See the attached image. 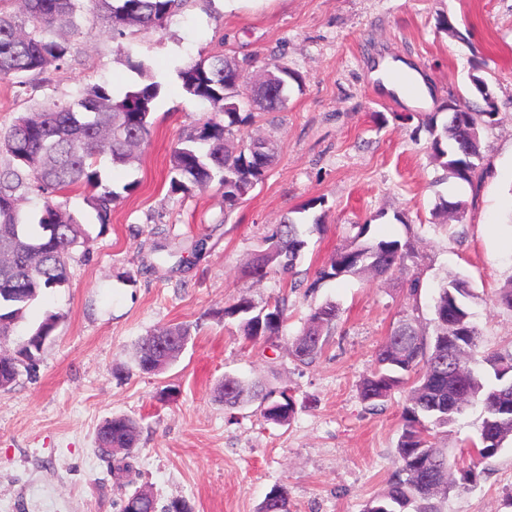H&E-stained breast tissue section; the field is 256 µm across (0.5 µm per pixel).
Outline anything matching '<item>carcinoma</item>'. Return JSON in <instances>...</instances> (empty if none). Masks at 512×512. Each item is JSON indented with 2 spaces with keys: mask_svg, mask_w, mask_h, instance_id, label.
Listing matches in <instances>:
<instances>
[{
  "mask_svg": "<svg viewBox=\"0 0 512 512\" xmlns=\"http://www.w3.org/2000/svg\"><path fill=\"white\" fill-rule=\"evenodd\" d=\"M195 0H23V15L0 9V81L20 88L30 77L60 71L73 52L72 37L79 34L80 19L90 12L105 23L112 39H121L136 27L164 30L169 20L183 13ZM134 70L142 79L117 95L105 83L86 84L73 99L53 102L35 112L23 113L9 131L0 135V336L38 297L65 286L70 278L74 248L88 241V232L59 202L69 192L81 190L96 211L99 223L112 220V205L121 193L133 192L137 183L122 192L102 177L101 159L115 167L131 166L135 150L147 143L150 116L162 83L140 62ZM274 97L258 107L262 112L284 108L291 84L302 86L303 77L287 65L268 64ZM185 94L208 104L209 112L198 124L179 134L170 154V192L186 193L217 184L224 203L234 207L250 189L261 183L275 159L270 144L260 140L259 155L251 143L229 145L232 128L243 123L241 113L252 114L242 104L244 70L222 55L190 61L178 71ZM456 104L462 113H450L439 126L435 116L425 120L431 156L457 182L474 188L487 170L480 139L466 140L467 130L492 123L496 113L477 110L469 99ZM34 196L41 209L34 223H25L21 202ZM370 225L362 224L354 240L341 247L329 263L316 272L314 288L341 274L371 273L387 277L399 270L411 242L368 239ZM265 250L248 262L245 274L261 281L270 273L289 275L307 247L299 223L286 217L267 239ZM476 294L467 281L450 279L433 297L435 329L426 335L416 319L403 315L393 323L375 353V367L360 386L364 402L376 405L393 390H408L402 411L403 427L396 448L400 466L392 473L385 492L369 499L363 512H441L439 500L454 486V464L448 448L439 444L435 430L448 426L455 415L473 402L483 408L478 457H494L512 437V350L480 352L481 333L472 321L469 302ZM224 316L238 320L246 339L269 342L278 338L286 321L280 302L256 309L246 298L224 308ZM337 318L336 305L323 303L313 309L295 339L292 354L309 364L323 352ZM62 316L50 313L11 352L0 353V387L12 384L20 367L35 369L44 337L52 335ZM178 342L161 347L155 335L144 337L137 356L141 370L166 368L188 343L187 328L173 325L158 332ZM224 405L235 408L256 401L261 416L286 425L295 405L287 390L269 389L261 381L243 383L224 379L220 389ZM139 437V424L127 416L105 421L97 432V449L130 472ZM260 512H290L288 492L279 487L269 493Z\"/></svg>",
  "mask_w": 512,
  "mask_h": 512,
  "instance_id": "cac0c4a2",
  "label": "carcinoma"
}]
</instances>
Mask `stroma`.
Returning a JSON list of instances; mask_svg holds the SVG:
<instances>
[{
	"instance_id": "1",
	"label": "stroma",
	"mask_w": 512,
	"mask_h": 512,
	"mask_svg": "<svg viewBox=\"0 0 512 512\" xmlns=\"http://www.w3.org/2000/svg\"><path fill=\"white\" fill-rule=\"evenodd\" d=\"M448 17L456 26L439 25ZM67 68L32 79L23 90L0 82V133L19 113L70 99L80 84L138 83L146 63L163 90L151 135L133 166L102 165L114 189L137 190L98 224L81 193L66 207L86 225L67 286L34 300L0 348L13 349L46 313L61 320L44 345L35 373L20 372L0 389V512H121L122 502L149 490L158 508L182 499L193 512H259L272 489L288 491L291 512H362L396 470L405 389L378 406L360 385L375 351L400 315L434 329L432 298L447 279L467 280L473 320L486 351L512 348V310L494 302L512 279V0H197L165 30L135 32L123 43L86 18ZM222 53L259 78L271 57L304 78L277 112L254 113L234 127L235 140L254 133L277 152L262 183L234 209L217 186L169 191V159L180 133L195 126L203 105L185 96L184 64ZM400 60L425 79L428 98L407 101L370 73L379 60ZM484 79L496 117L480 128L489 169L479 189L457 185L431 157L422 117L445 123L444 105ZM467 204L463 223L444 224L441 204ZM322 231L294 275L253 283L244 273L266 238L287 217ZM411 241L403 271L374 280L346 274L312 288L316 271L352 241ZM202 250H195L196 241ZM419 278L418 297L407 282ZM262 307L285 300L288 311L274 346L241 335L224 308L239 298ZM331 301L336 327L313 363L291 353L311 308ZM172 324L190 340L159 373L142 371L140 339ZM262 380L287 389L296 404L290 424L264 421L257 404L226 409L217 394L226 378ZM129 416L141 425L124 474L96 450L105 420ZM481 404L457 414L440 441L473 477L457 481L442 512H512V440L484 462L469 446L482 422Z\"/></svg>"
}]
</instances>
